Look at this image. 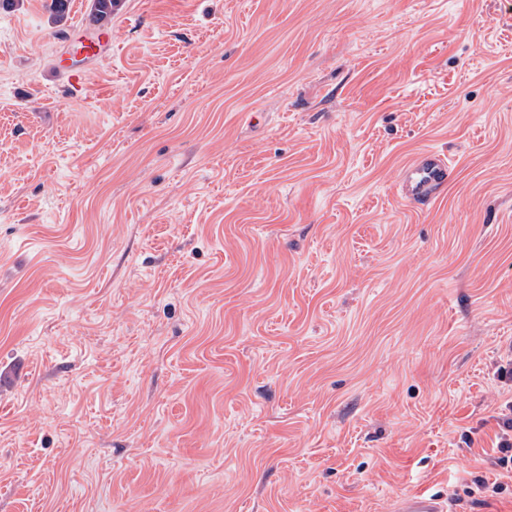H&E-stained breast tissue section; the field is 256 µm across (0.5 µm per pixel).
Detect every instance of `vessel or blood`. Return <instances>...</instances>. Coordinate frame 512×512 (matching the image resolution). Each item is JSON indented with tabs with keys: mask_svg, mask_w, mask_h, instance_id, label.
<instances>
[{
	"mask_svg": "<svg viewBox=\"0 0 512 512\" xmlns=\"http://www.w3.org/2000/svg\"><path fill=\"white\" fill-rule=\"evenodd\" d=\"M453 174V164L446 154L420 151L399 171L400 193L413 208L426 209L445 190ZM393 509L394 512H447L440 499L416 492L400 495Z\"/></svg>",
	"mask_w": 512,
	"mask_h": 512,
	"instance_id": "obj_1",
	"label": "vessel or blood"
}]
</instances>
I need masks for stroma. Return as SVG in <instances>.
I'll return each instance as SVG.
<instances>
[{
  "label": "stroma",
  "instance_id": "1",
  "mask_svg": "<svg viewBox=\"0 0 512 512\" xmlns=\"http://www.w3.org/2000/svg\"><path fill=\"white\" fill-rule=\"evenodd\" d=\"M91 11L0 10V512H512V0ZM453 174L452 161L445 153L422 150L399 171L401 196L413 208L424 210L445 190ZM496 420L499 432L495 436L493 448L501 455L495 457V462L506 473H512V401L500 407ZM395 512H446L447 507L440 499L416 492H409L394 499Z\"/></svg>",
  "mask_w": 512,
  "mask_h": 512
}]
</instances>
